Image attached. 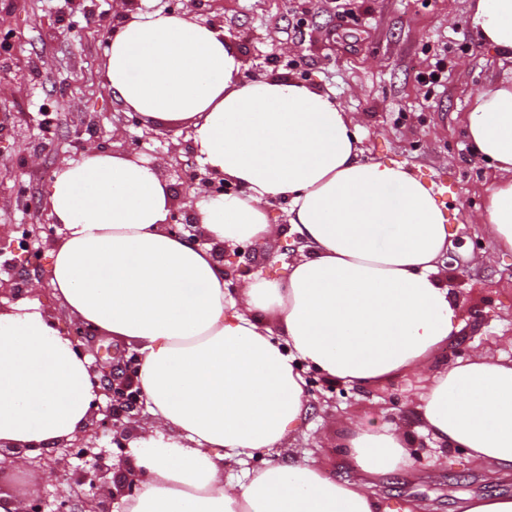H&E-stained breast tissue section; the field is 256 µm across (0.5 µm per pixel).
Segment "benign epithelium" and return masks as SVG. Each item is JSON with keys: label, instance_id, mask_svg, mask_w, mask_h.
Listing matches in <instances>:
<instances>
[{"label": "benign epithelium", "instance_id": "benign-epithelium-1", "mask_svg": "<svg viewBox=\"0 0 512 512\" xmlns=\"http://www.w3.org/2000/svg\"><path fill=\"white\" fill-rule=\"evenodd\" d=\"M196 186L202 189V195L212 198L237 193V187L226 182L224 175L209 168L205 173L190 178L188 187ZM192 224L193 220L180 222L174 215L166 225V231L180 236L189 232L197 241L205 242L201 235L194 232ZM79 330L80 333L70 336V340L77 354L83 356L86 354L85 341L93 337L95 331L82 323ZM139 361L136 353L129 356L123 354L117 369L112 368L110 363L88 367L93 382L101 385L97 394L107 398V406L94 400L90 419L82 434L70 442L58 444L63 454L51 467V482L84 487L82 503L94 505L93 512H112L111 504L114 501L133 494L140 486V478L130 474L128 467L129 434L134 419L132 412L144 403V395L136 381ZM107 421L112 424V444L121 450L118 456L97 444L103 424ZM88 457L94 459L92 469H70V461ZM14 512H83V509L63 490L53 493L41 490L21 499Z\"/></svg>", "mask_w": 512, "mask_h": 512}]
</instances>
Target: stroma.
I'll use <instances>...</instances> for the list:
<instances>
[{
  "label": "stroma",
  "instance_id": "obj_1",
  "mask_svg": "<svg viewBox=\"0 0 512 512\" xmlns=\"http://www.w3.org/2000/svg\"><path fill=\"white\" fill-rule=\"evenodd\" d=\"M113 0H0V39H8L9 67L0 71V227L43 225L45 191L62 159L80 160L89 142L123 150L113 127L125 113L104 88L101 72L109 33L119 18ZM470 0H202L199 16L224 29L245 68L297 79L333 92L359 119L365 155L404 164L430 182L443 181V198L454 231L443 273L458 298L463 326L437 353L440 368L488 350L512 359V254H495L494 243L475 220L498 172L473 155L464 117L474 94L512 83V61L481 42L470 24ZM446 58L448 74L430 88L417 75ZM139 138L148 163L179 147V169L163 166L181 219L193 211L183 183L202 171L181 128L156 125ZM26 193L28 205H10ZM296 237L280 235L254 245L250 263L266 276H281L296 254ZM490 263L479 265L481 252ZM36 278V296L52 309L62 333L74 322L54 297L48 269L0 254V276ZM309 412L290 453L338 478L356 470L336 446L344 425H394L416 442L406 472L375 478L380 512H458L463 497L512 496V476L470 465L463 451L442 455L427 443L416 416L420 383L398 377L359 386L304 375Z\"/></svg>",
  "mask_w": 512,
  "mask_h": 512
}]
</instances>
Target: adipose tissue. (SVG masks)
<instances>
[{
  "label": "adipose tissue",
  "mask_w": 512,
  "mask_h": 512,
  "mask_svg": "<svg viewBox=\"0 0 512 512\" xmlns=\"http://www.w3.org/2000/svg\"><path fill=\"white\" fill-rule=\"evenodd\" d=\"M477 35L512 60V0H473ZM221 29L186 12L140 11L109 36L102 82L144 124L186 126L200 161L238 194L194 197L200 245L165 230L173 194L157 166L92 149L62 160L46 190L54 293L81 323L134 342L155 422L133 445L145 478L121 512H378L369 479L403 472L409 436L349 427L342 480L285 456L228 483L245 452L286 447L304 423L298 364L360 386L424 378L416 410L434 447L512 473V360L479 352L428 374L459 333L441 275L448 219L406 167L367 161L354 117L301 82L245 78ZM473 154L500 173L478 216L512 253V84L480 90L465 117ZM274 201L304 252L282 278L228 288L215 248L262 243ZM95 393L52 315L34 300L0 310V441L73 439Z\"/></svg>",
  "instance_id": "obj_1"
}]
</instances>
